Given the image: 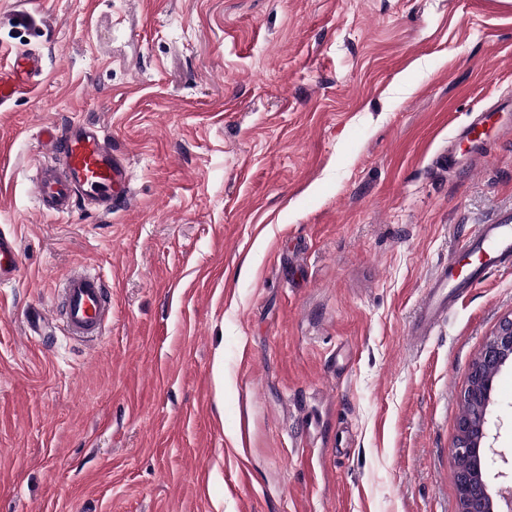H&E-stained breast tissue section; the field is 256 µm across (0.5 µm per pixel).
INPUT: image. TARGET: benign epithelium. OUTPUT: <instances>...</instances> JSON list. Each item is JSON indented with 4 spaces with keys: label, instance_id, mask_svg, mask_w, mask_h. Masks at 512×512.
I'll return each instance as SVG.
<instances>
[{
    "label": "benign epithelium",
    "instance_id": "benign-epithelium-1",
    "mask_svg": "<svg viewBox=\"0 0 512 512\" xmlns=\"http://www.w3.org/2000/svg\"><path fill=\"white\" fill-rule=\"evenodd\" d=\"M512 365V319L504 320L488 339L472 363L462 400L475 414L460 418L458 436L452 451L453 462L476 457V469L456 467L458 512H512V488L492 490L487 478L490 453L486 445L489 415L494 405V379L507 365Z\"/></svg>",
    "mask_w": 512,
    "mask_h": 512
}]
</instances>
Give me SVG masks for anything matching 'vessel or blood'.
Wrapping results in <instances>:
<instances>
[{
  "mask_svg": "<svg viewBox=\"0 0 512 512\" xmlns=\"http://www.w3.org/2000/svg\"><path fill=\"white\" fill-rule=\"evenodd\" d=\"M41 72L37 55L20 52L8 67L0 69V105L27 88ZM53 145L47 161L40 163L34 183L37 207L45 214H66L77 203L94 205L108 213L131 200L130 171L112 148L104 126L81 118L46 131ZM512 136V97L498 100L489 109L470 114L436 158L438 166L454 170L462 156L479 158L490 152L489 135ZM512 265V207L497 210L485 223L473 225L460 246L439 266L422 302L411 333L433 334L440 319L491 271ZM19 272L18 245L0 236V284ZM74 336L101 335L112 318L106 285L96 273L72 270L61 284L56 308Z\"/></svg>",
  "mask_w": 512,
  "mask_h": 512,
  "instance_id": "vessel-or-blood-1",
  "label": "vessel or blood"
}]
</instances>
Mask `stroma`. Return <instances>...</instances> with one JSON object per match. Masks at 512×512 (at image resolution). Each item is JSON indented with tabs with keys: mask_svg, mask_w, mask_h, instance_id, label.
I'll list each match as a JSON object with an SVG mask.
<instances>
[{
	"mask_svg": "<svg viewBox=\"0 0 512 512\" xmlns=\"http://www.w3.org/2000/svg\"><path fill=\"white\" fill-rule=\"evenodd\" d=\"M0 512H457L470 365L512 268L415 343L435 266L512 206V140L448 173L512 93V0H0ZM99 120L133 203L41 213V132ZM75 267L102 335L29 334ZM224 361L216 388L215 357ZM490 484H512V367ZM41 72L39 57L28 52L15 55L7 69H0V105L27 88ZM512 97L498 100L483 112H473L448 140V149L436 157V164L448 171L461 166V157H486L490 152L489 132L512 136ZM19 272L18 245L14 238L0 236V284L14 279Z\"/></svg>",
	"mask_w": 512,
	"mask_h": 512,
	"instance_id": "stroma-1",
	"label": "stroma"
}]
</instances>
